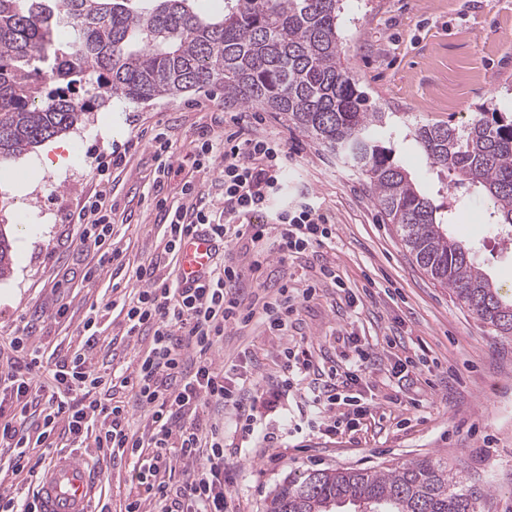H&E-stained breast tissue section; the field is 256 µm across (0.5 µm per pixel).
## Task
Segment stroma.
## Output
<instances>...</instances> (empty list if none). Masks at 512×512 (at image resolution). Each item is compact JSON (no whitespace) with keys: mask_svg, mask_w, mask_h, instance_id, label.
Returning a JSON list of instances; mask_svg holds the SVG:
<instances>
[{"mask_svg":"<svg viewBox=\"0 0 512 512\" xmlns=\"http://www.w3.org/2000/svg\"><path fill=\"white\" fill-rule=\"evenodd\" d=\"M339 23L344 62L382 111L461 129L484 108L512 110V0H343ZM75 94L94 105L64 136L71 144L66 164L46 168V143L0 161V224L13 241L11 273L0 279V359L12 356L11 340L24 335L42 360L57 362L81 348L78 326L94 312L100 329L92 366L103 374L115 366L132 371L150 339L126 336L122 317L105 305L135 288L136 268L163 250L156 197L182 201L180 179H157L151 138L166 133L171 164L194 177L205 197L219 198L218 170L204 174L192 166L194 140L201 126L242 106L219 84L134 103L98 98L95 78L87 75ZM259 117L254 132L280 134L291 151L273 205L292 208L305 195L319 197L336 238L284 264L269 255L259 272L267 286L302 289L314 279L318 292L299 303L284 335L254 325L227 331L213 355L216 365L257 356V388L268 394L285 348L300 346L330 366L342 362L350 334L378 349L395 339L394 354L423 356L429 365L400 386L374 373L380 408L355 432L283 433L282 413L296 407L287 395L279 412L258 409L272 443L245 448L240 435L226 434L236 467L230 512H263L276 484L305 470L382 468L422 457L460 465L475 486L492 487L481 512H512V337L496 335L416 264L355 167L285 115L263 109ZM128 141L125 163L99 176L97 154ZM394 148L421 192L450 206L451 234L475 244L487 277L512 290V248L488 226L490 201L466 184L442 187L414 144L398 140ZM101 190L112 204V240L121 255L88 280L93 249L65 217ZM62 305L68 312L61 318Z\"/></svg>","mask_w":512,"mask_h":512,"instance_id":"1","label":"stroma"}]
</instances>
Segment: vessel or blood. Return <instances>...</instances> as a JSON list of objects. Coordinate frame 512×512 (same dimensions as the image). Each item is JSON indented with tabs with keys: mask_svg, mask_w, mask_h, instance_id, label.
<instances>
[{
	"mask_svg": "<svg viewBox=\"0 0 512 512\" xmlns=\"http://www.w3.org/2000/svg\"><path fill=\"white\" fill-rule=\"evenodd\" d=\"M218 247V242L205 230L193 232L184 238L175 271L177 279L185 285L193 284L206 270ZM102 490L98 473L84 456L73 453L55 462L43 474L38 486L40 510L97 512L95 497Z\"/></svg>",
	"mask_w": 512,
	"mask_h": 512,
	"instance_id": "b4317fda",
	"label": "vessel or blood"
}]
</instances>
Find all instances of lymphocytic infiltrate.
I'll return each instance as SVG.
<instances>
[{
  "label": "lymphocytic infiltrate",
  "instance_id": "lymphocytic-infiltrate-1",
  "mask_svg": "<svg viewBox=\"0 0 512 512\" xmlns=\"http://www.w3.org/2000/svg\"><path fill=\"white\" fill-rule=\"evenodd\" d=\"M254 118L251 112L230 115L220 155L214 150L219 140L214 128L199 131L195 167L207 173L216 159H223L224 195L218 202L205 200L187 181L184 203L157 200L167 236L165 255H178L183 236L195 224L206 225L227 243L248 241L283 262L332 239L329 217L317 203L271 210L268 193L288 165V148L281 136L252 134ZM67 221L80 225L81 241L93 243L98 266L118 258L120 251L110 242L112 207L104 195L84 202ZM160 264L156 258L136 269L142 287L120 308L127 335L151 338L132 373L101 375L81 351L49 370L36 356L10 360L0 368V447L11 453L12 474L46 470L53 457L45 444L59 428L75 439L93 437L102 461L131 466L135 479L151 492L154 512H226L234 466L224 454L220 413L230 411L247 439L259 433L257 407L273 410L278 401L260 399L237 364L216 366L212 354L227 330L254 321L271 332L286 331L298 298H310L315 290L308 287L297 295L287 286L273 290L261 282L244 289L243 266L222 256L203 284L183 288L161 273ZM347 343L350 352L340 369L321 367L306 353L285 351L278 388L300 397L297 414L288 418L290 430L298 433L313 425L332 432L353 430L373 418L378 403L365 390L382 356L359 337H348ZM39 406L45 415L38 424L33 410ZM134 408L147 414L144 433L130 428ZM178 462L185 479L176 486L172 480Z\"/></svg>",
  "mask_w": 512,
  "mask_h": 512
}]
</instances>
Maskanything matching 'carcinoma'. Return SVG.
Here are the masks:
<instances>
[{
	"label": "carcinoma",
	"instance_id": "1",
	"mask_svg": "<svg viewBox=\"0 0 512 512\" xmlns=\"http://www.w3.org/2000/svg\"><path fill=\"white\" fill-rule=\"evenodd\" d=\"M0 0V159L33 151L73 129L87 111L70 78L93 73L99 95L131 102L211 84L244 105L280 112L317 144L357 167L417 265L484 324L512 336L505 299L467 245L448 236L438 204L386 146L389 113L371 104L342 62L340 0ZM60 84L42 95L37 62ZM430 167L494 201L491 225L512 233V113L484 111L459 131L413 127ZM13 246L0 227V278ZM487 491L463 469L430 458L386 470L315 469L288 476L264 512H478Z\"/></svg>",
	"mask_w": 512,
	"mask_h": 512
}]
</instances>
